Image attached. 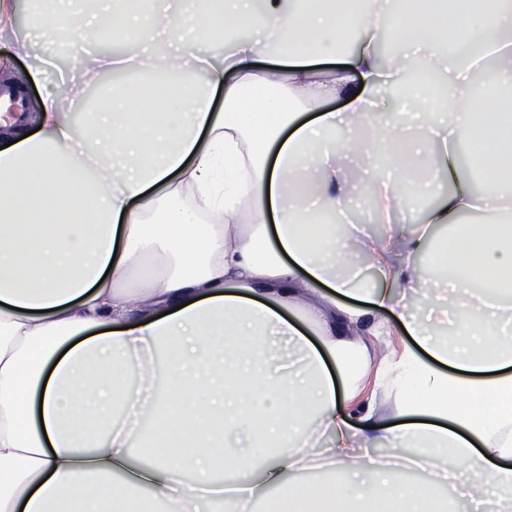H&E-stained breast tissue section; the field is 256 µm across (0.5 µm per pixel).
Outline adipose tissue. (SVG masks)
<instances>
[{"label": "adipose tissue", "mask_w": 512, "mask_h": 512, "mask_svg": "<svg viewBox=\"0 0 512 512\" xmlns=\"http://www.w3.org/2000/svg\"><path fill=\"white\" fill-rule=\"evenodd\" d=\"M33 3L48 42L100 23L72 0ZM109 15L115 33L183 51L89 55L85 71L165 77L167 111L133 81L94 135L59 91L34 132L0 122V512H377L351 445L382 439L384 512H445L432 490L465 467L476 512H512V103L473 79L490 60L512 82V0H462L460 38L447 0H113ZM392 105L420 114L417 132ZM352 155L434 189L386 238L346 225L349 252L335 221ZM188 186L209 223L181 207ZM478 209L508 220L461 223ZM368 308L411 342L376 380L394 406L356 409ZM320 448L331 481L291 482ZM409 467L420 484L395 480Z\"/></svg>", "instance_id": "adipose-tissue-1"}]
</instances>
